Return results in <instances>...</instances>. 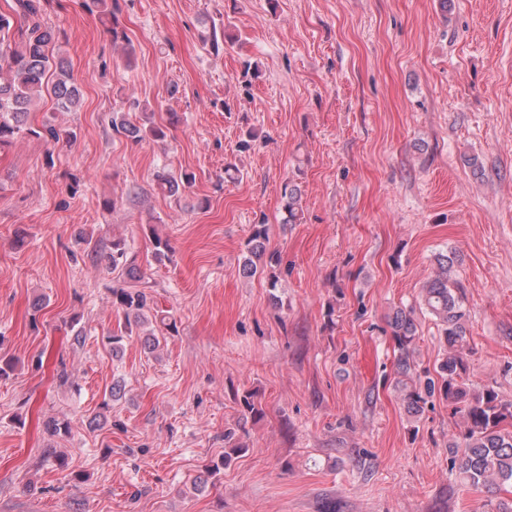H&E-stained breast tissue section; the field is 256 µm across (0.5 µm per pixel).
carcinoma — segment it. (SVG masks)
I'll use <instances>...</instances> for the list:
<instances>
[{
	"label": "carcinoma",
	"mask_w": 512,
	"mask_h": 512,
	"mask_svg": "<svg viewBox=\"0 0 512 512\" xmlns=\"http://www.w3.org/2000/svg\"><path fill=\"white\" fill-rule=\"evenodd\" d=\"M100 10L112 33V42H128V36L117 17V0L106 6V0H91ZM9 11L0 12V148L10 145L17 137L27 134L55 144L69 133L48 124L40 129L27 126L30 107L46 94L54 96L57 106L69 109L78 104L80 89L72 81L66 62L52 53L51 46L58 33L39 21V0H14ZM20 40H14L13 32ZM112 132L118 136L142 141L162 140L164 127L146 121L133 124L125 115L116 114L110 120ZM195 180L191 172L183 171L174 177L157 175L160 190L172 193L179 187H189ZM286 216L284 223L299 222L300 190L287 181L282 187ZM267 227L253 226L245 250L243 274L252 277L265 273L273 258L267 254ZM93 261L105 264L117 274L122 286L112 288V305L125 319L123 334L106 337L110 349L118 353L124 342L132 337L133 327L146 322V314L154 305L151 286L145 280L136 254L130 252L123 240L112 241V251H97ZM434 274L421 290L419 307L398 306L388 315L394 350L397 351L395 388L399 390L407 413L419 417L428 399L440 395L448 401L454 417L460 418L461 434L451 453L460 457L459 478L471 489L496 493L506 485L512 486V400H505L492 386L476 389L469 383L466 356L469 352L467 311L461 282L455 278L454 258L447 254L435 257ZM435 318L446 353L435 369V375L419 372L415 359L417 324L416 309ZM176 324L160 319L159 329H152L143 339L144 348L154 352L160 337L175 330ZM45 431L52 437H69L74 422L67 415L51 416L44 422Z\"/></svg>",
	"instance_id": "1"
}]
</instances>
